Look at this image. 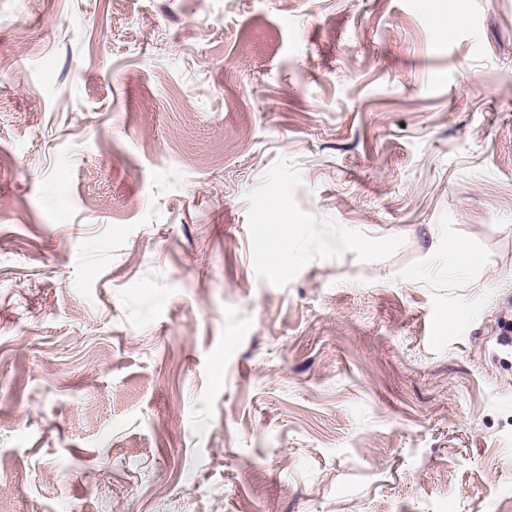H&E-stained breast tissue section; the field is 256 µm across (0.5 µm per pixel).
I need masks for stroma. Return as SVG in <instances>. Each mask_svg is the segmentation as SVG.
<instances>
[{
  "mask_svg": "<svg viewBox=\"0 0 512 512\" xmlns=\"http://www.w3.org/2000/svg\"><path fill=\"white\" fill-rule=\"evenodd\" d=\"M508 320L512 0H0V512H512Z\"/></svg>",
  "mask_w": 512,
  "mask_h": 512,
  "instance_id": "obj_1",
  "label": "stroma"
}]
</instances>
